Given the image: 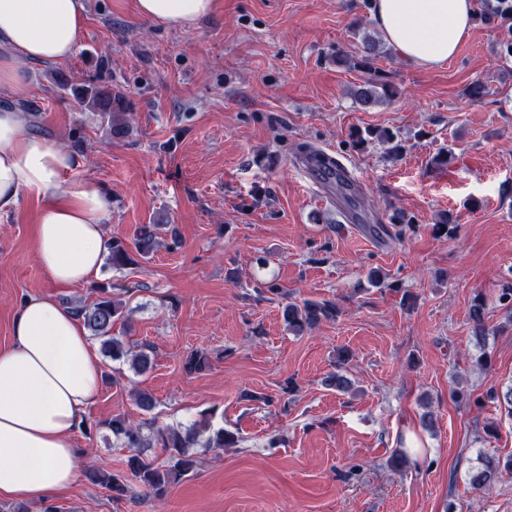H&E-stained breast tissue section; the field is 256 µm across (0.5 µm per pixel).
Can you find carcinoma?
Returning <instances> with one entry per match:
<instances>
[{
	"label": "carcinoma",
	"mask_w": 512,
	"mask_h": 512,
	"mask_svg": "<svg viewBox=\"0 0 512 512\" xmlns=\"http://www.w3.org/2000/svg\"><path fill=\"white\" fill-rule=\"evenodd\" d=\"M480 19L493 23L509 24L512 29V0H480ZM382 54L380 44L370 36L362 39L360 53L350 56L343 50H336V64L348 69L360 71L364 79L351 90L355 103L363 109H369L392 98L396 91L386 76L376 66L378 56ZM121 101V94L112 90L110 85H90L83 89L80 102L85 107L98 113L102 126L112 136L124 135L129 131V113L112 109V102ZM377 142L386 146L387 155L398 160L406 152L405 140L399 132L390 129L362 131L355 129L350 133V145L359 152L365 151L371 143ZM318 177L325 183L336 184L342 191L352 190L349 180L335 169L322 167L317 170ZM390 225H379L377 231L395 240H401L412 225L404 223L398 213L389 216ZM159 224H141L133 237L112 236L108 242V264L121 270L127 266L146 261L162 245L159 240ZM95 298L92 302L74 306L76 313L82 318L91 336L100 341L105 355L113 360L123 359L129 369L136 374H144L153 366L152 348L147 344L138 347L125 345L119 336L112 335V328L118 321L129 319V302L112 293V285L102 283L94 289ZM339 310L336 302L331 300L301 299L288 301L282 308V315L288 325V331L296 336L304 333L323 321H333ZM470 319L474 325L476 336H486L484 327V302L479 296L473 299ZM350 359V352L340 355L335 371L324 379V385L339 392L351 389V380L344 371V365ZM210 365V359L202 350H192L184 358L183 368L188 373L200 372ZM213 414L203 412L189 427L159 426L155 419L143 420L139 423L123 416H114L101 422L120 447L129 450L126 459V471L108 472L93 466L85 469L84 476L92 484L98 485L112 493V498L119 500L126 496L131 482H136L144 494L161 500L170 488L189 477L197 468L199 457L196 449L233 448L239 442L238 437L222 427L214 428ZM161 448L167 454L166 460L156 462L149 458L147 451ZM512 474V457L503 465L494 464L493 460L484 461V466L469 473V484L475 491L491 486L499 474Z\"/></svg>",
	"instance_id": "carcinoma-1"
}]
</instances>
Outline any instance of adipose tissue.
<instances>
[{
    "label": "adipose tissue",
    "mask_w": 512,
    "mask_h": 512,
    "mask_svg": "<svg viewBox=\"0 0 512 512\" xmlns=\"http://www.w3.org/2000/svg\"><path fill=\"white\" fill-rule=\"evenodd\" d=\"M214 0H136L141 18L194 26ZM473 0H372L369 17L400 58L433 68L469 34ZM87 0H0V91L24 99L26 64L70 59L82 40ZM21 108L0 109V216L23 198L39 204L34 240L54 287L96 278L107 252L112 194L84 174L74 149L27 132ZM102 366L82 319L56 297H24L0 349V499L42 503L69 489L79 450L75 427L101 386Z\"/></svg>",
    "instance_id": "1"
}]
</instances>
